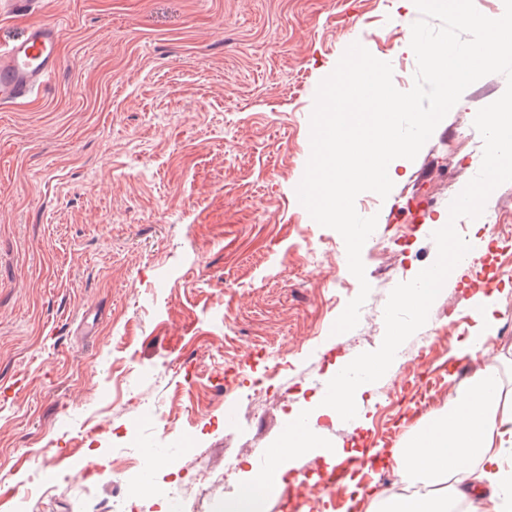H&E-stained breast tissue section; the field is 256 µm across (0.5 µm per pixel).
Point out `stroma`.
<instances>
[{
  "mask_svg": "<svg viewBox=\"0 0 512 512\" xmlns=\"http://www.w3.org/2000/svg\"><path fill=\"white\" fill-rule=\"evenodd\" d=\"M419 17L395 0H53L57 74L0 107V512H113L133 492L119 463L156 450L158 493L140 505L165 512L174 489L203 482V449L217 468L239 457L228 486L187 510L213 512L337 362L379 348L391 290L437 254L430 220L481 167L473 120L505 77L464 91L387 198L357 197L378 223L361 253L371 290L349 332H332L360 290L344 240L296 189L320 81L357 42L409 91ZM464 137L461 161L451 146ZM495 224L512 226L500 187L456 229L488 238ZM511 255L512 240L449 276L390 375L364 393L366 425L322 417V437L349 453L384 424L415 427L421 410L389 394L420 347L448 386L468 379L476 362L450 352L469 333L470 285L496 276L512 292ZM485 347L512 388V304Z\"/></svg>",
  "mask_w": 512,
  "mask_h": 512,
  "instance_id": "35a3bbf8",
  "label": "stroma"
}]
</instances>
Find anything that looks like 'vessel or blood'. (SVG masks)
I'll list each match as a JSON object with an SVG mask.
<instances>
[{"mask_svg":"<svg viewBox=\"0 0 512 512\" xmlns=\"http://www.w3.org/2000/svg\"><path fill=\"white\" fill-rule=\"evenodd\" d=\"M58 30L36 22L26 35L0 44V104L13 105L48 84L59 65L56 53Z\"/></svg>","mask_w":512,"mask_h":512,"instance_id":"b4317fda","label":"vessel or blood"}]
</instances>
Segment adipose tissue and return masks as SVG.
Returning a JSON list of instances; mask_svg holds the SVG:
<instances>
[{
	"instance_id": "ef3b65f1",
	"label": "adipose tissue",
	"mask_w": 512,
	"mask_h": 512,
	"mask_svg": "<svg viewBox=\"0 0 512 512\" xmlns=\"http://www.w3.org/2000/svg\"><path fill=\"white\" fill-rule=\"evenodd\" d=\"M479 314L458 354L481 350L504 309L499 293L475 298ZM402 495L373 499L348 485L347 512H512V390H505L494 364L480 366L459 384L448 406L424 419L402 444L385 452Z\"/></svg>"
}]
</instances>
